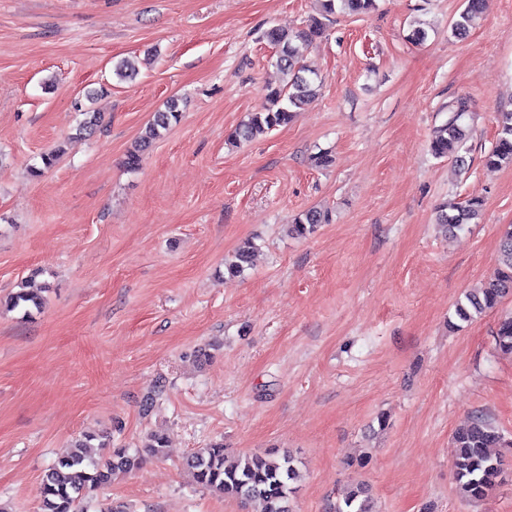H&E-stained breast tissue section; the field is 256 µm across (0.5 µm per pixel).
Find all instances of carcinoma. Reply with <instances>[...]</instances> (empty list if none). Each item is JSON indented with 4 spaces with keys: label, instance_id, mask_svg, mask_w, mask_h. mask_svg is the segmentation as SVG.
Instances as JSON below:
<instances>
[{
    "label": "carcinoma",
    "instance_id": "obj_1",
    "mask_svg": "<svg viewBox=\"0 0 512 512\" xmlns=\"http://www.w3.org/2000/svg\"><path fill=\"white\" fill-rule=\"evenodd\" d=\"M317 2L320 4L319 16L312 18L306 30L292 34L273 27L265 32L267 41L275 49V65L284 80L278 86L267 88L263 109L251 113L236 128L233 134L235 142L250 141L288 124L293 113L317 94L320 82L314 71L301 64L300 46H310L325 36V20L338 10L362 15L375 8V0ZM481 6L482 0H466L465 8L453 23V31L458 35L466 34ZM138 73V61L135 59L125 58L115 66V74L122 80L133 79ZM466 114V103L458 102L454 114L436 130L431 141V151L436 157H458L471 133L464 123ZM180 117L181 112L174 101L168 103L164 111L156 113L141 131L134 147L127 150L125 167L131 171L139 169L147 148L180 121ZM483 162L488 167L512 165V111L498 113L496 139L484 155ZM483 210L484 201L479 197L450 207L443 205L438 210L436 224L444 234L454 235L471 224L480 223ZM325 221L324 211L310 208L294 218L292 231L299 237H305ZM254 251L253 243H242L225 259L226 272L231 276L243 274L251 265ZM494 263L495 276L456 302L455 314L460 321H473L495 309L504 297L512 294V227L504 231ZM8 305L12 309L23 310V317L30 318L42 309L43 299L37 292L23 288L9 297ZM494 341L500 351L512 354V314L499 319ZM89 441L91 437L88 436L76 443L47 471L40 487V512H89L93 491L109 483L113 475L130 471L147 458L160 455L166 447L165 436L155 432L148 436L143 448L133 454L126 448H114L93 458L87 452ZM504 445L502 433L483 417L456 433L454 468L459 491L464 497L482 501L501 483L500 463L491 449ZM186 465L197 485L236 499L245 506L254 504L257 506L255 512H292L301 474L298 460L287 451L272 449L263 454L244 455L228 464L224 443L215 441L191 453ZM334 512L373 510L366 491L357 488L336 503Z\"/></svg>",
    "mask_w": 512,
    "mask_h": 512
}]
</instances>
